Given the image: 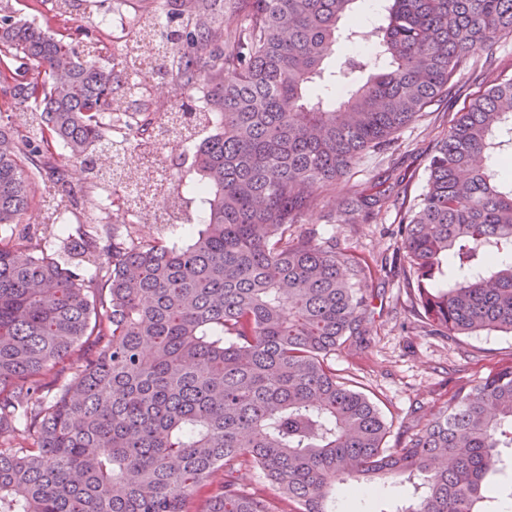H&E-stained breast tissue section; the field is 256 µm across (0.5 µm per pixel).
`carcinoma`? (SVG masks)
Masks as SVG:
<instances>
[{"label":"carcinoma","mask_w":512,"mask_h":512,"mask_svg":"<svg viewBox=\"0 0 512 512\" xmlns=\"http://www.w3.org/2000/svg\"><path fill=\"white\" fill-rule=\"evenodd\" d=\"M355 2L233 0L228 42L223 0H165L142 18L134 41L157 50L183 117L153 144L159 162L215 127L193 151L207 214L186 246L86 219L64 253H98L90 276L60 261L49 236L23 247L0 238V512H188L200 492L202 512H273L237 486L240 467L261 471L289 512H334L336 490L393 475L411 488L396 512H483L498 492L488 477L512 448V363L386 447L381 412L328 362L362 334L370 266L293 227L318 188L391 145L512 33V0H385L372 56L328 72L325 61L361 36L340 27ZM3 60L0 91L32 114L25 131L0 126L6 227L32 207L35 179L67 181L55 142L91 178L117 179L105 163L117 67L142 64L132 50L112 64L96 40L82 48L8 13ZM150 106L144 93L130 109L146 127L169 121ZM510 155L512 77L458 113L399 225L434 336L512 333V179L486 164ZM382 184L350 193L332 222L378 216L401 181ZM75 208L57 193L42 225Z\"/></svg>","instance_id":"carcinoma-1"}]
</instances>
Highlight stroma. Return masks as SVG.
<instances>
[{"mask_svg": "<svg viewBox=\"0 0 512 512\" xmlns=\"http://www.w3.org/2000/svg\"><path fill=\"white\" fill-rule=\"evenodd\" d=\"M47 0H0V9L25 18L60 35L82 30L107 40L108 12L113 0H84L71 19L54 15ZM512 76V36L501 37L492 56L478 58L457 73L447 93L396 135L392 147L382 153L364 154L350 173L317 192L314 205L295 225L296 233L335 242L359 256L383 264V272L368 282L367 310L362 335L335 353L329 362L337 374L357 383L379 407L391 427L388 447H398L406 434L447 407L459 389L470 388L490 369L512 362V334L482 332L447 339L427 335L414 314V290L409 285V264L399 248L396 206H389L370 224H334L330 217L352 190L370 188L389 170L404 173L408 200L418 199L427 185L429 157L447 133L457 112L498 79ZM169 207L168 197L156 198L136 223L145 238L184 242L194 224L204 217L199 195L188 193L182 218L176 224L161 223ZM409 496L407 484L394 477L374 482L357 493L336 494V512H395Z\"/></svg>", "mask_w": 512, "mask_h": 512, "instance_id": "1", "label": "stroma"}]
</instances>
